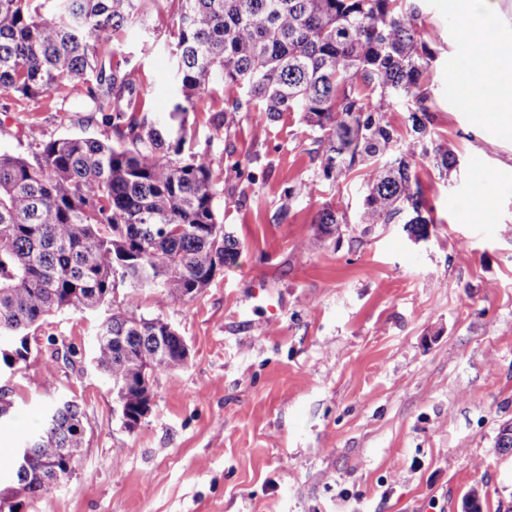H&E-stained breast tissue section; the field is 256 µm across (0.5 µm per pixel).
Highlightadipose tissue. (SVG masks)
<instances>
[{
    "label": "adipose tissue",
    "instance_id": "ef3b65f1",
    "mask_svg": "<svg viewBox=\"0 0 512 512\" xmlns=\"http://www.w3.org/2000/svg\"><path fill=\"white\" fill-rule=\"evenodd\" d=\"M469 41L480 50L482 65L461 80V99L474 104L483 120L512 123V49L486 38L480 27L470 32Z\"/></svg>",
    "mask_w": 512,
    "mask_h": 512
}]
</instances>
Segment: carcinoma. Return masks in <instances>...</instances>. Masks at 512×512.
Segmentation results:
<instances>
[{"label":"carcinoma","instance_id":"carcinoma-1","mask_svg":"<svg viewBox=\"0 0 512 512\" xmlns=\"http://www.w3.org/2000/svg\"><path fill=\"white\" fill-rule=\"evenodd\" d=\"M151 15L170 17L177 94L163 117L133 108L136 69L114 61L120 34ZM421 26L420 0H0V93L74 92L116 138L25 131L27 154L0 153V368L27 359L28 331L47 317L111 305L94 363L122 389L130 420L142 415L144 374L187 366L171 325L115 304L114 293L148 290L161 307L183 305L236 261L210 156L189 123L217 88L227 107L215 130L240 112L270 121L297 112L318 176L361 179L359 214L322 208L313 223L323 233L402 224L429 235L434 207L413 168L427 159L449 178L456 157L431 136L437 52ZM399 102L408 138L387 121ZM86 430L78 404L54 398L26 436L27 465L7 458L18 493L38 498L67 476Z\"/></svg>","mask_w":512,"mask_h":512}]
</instances>
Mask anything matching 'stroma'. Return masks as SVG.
<instances>
[{"label": "stroma", "mask_w": 512, "mask_h": 512, "mask_svg": "<svg viewBox=\"0 0 512 512\" xmlns=\"http://www.w3.org/2000/svg\"><path fill=\"white\" fill-rule=\"evenodd\" d=\"M455 2H423L437 52L434 129L457 158L450 180L416 165L435 206L429 238L412 241L399 224L322 234L317 211L329 202L357 213L360 179L318 178L298 114L271 122L242 112L215 130L225 104L212 93L190 120L210 148L220 217L240 254L183 306L116 292L190 350L184 369L155 375L151 411L135 428L92 364L97 315L65 312L32 331L26 362L0 373L14 402L0 451L20 444L54 394L79 403L87 432L73 474L18 512H463L472 496L480 512H512V451L497 446L512 423V132L477 124L448 94L465 74ZM167 24L129 28L115 54L138 71V106L158 114L174 83L151 31ZM76 108L54 93L0 94V152L26 153L21 127L46 139L111 137ZM302 180L308 193L289 197ZM481 200L495 223L475 224ZM56 339L70 358L55 355Z\"/></svg>", "instance_id": "stroma-1"}]
</instances>
